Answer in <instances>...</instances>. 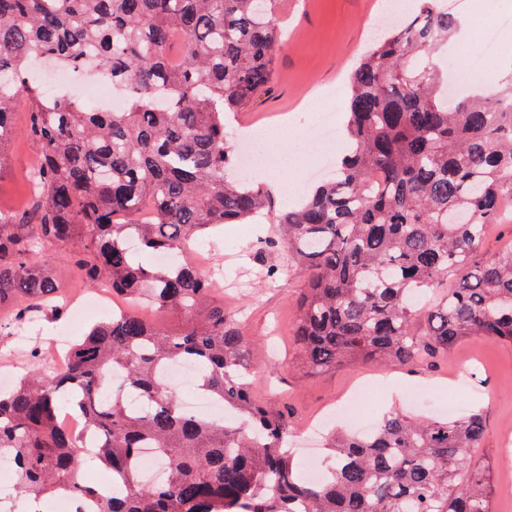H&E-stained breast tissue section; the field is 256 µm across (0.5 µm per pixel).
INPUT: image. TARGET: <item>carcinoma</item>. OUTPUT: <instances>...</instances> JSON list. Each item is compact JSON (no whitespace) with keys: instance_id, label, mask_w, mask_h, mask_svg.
<instances>
[{"instance_id":"cac0c4a2","label":"carcinoma","mask_w":512,"mask_h":512,"mask_svg":"<svg viewBox=\"0 0 512 512\" xmlns=\"http://www.w3.org/2000/svg\"><path fill=\"white\" fill-rule=\"evenodd\" d=\"M458 31L440 0H419L382 32L349 77L336 179L283 209L278 238L264 240L312 271L295 330L310 375L411 365L472 337L512 344V243L473 262L512 204V72L448 103L431 59ZM281 48L279 0H0V177L21 101L38 155L30 208L0 213V311L11 313L0 335L62 314L41 259L51 247L85 287L106 283L130 305L70 347L66 366L0 389V463L23 492L96 498L75 469L98 461L121 478L99 512H494L492 460L473 456L480 411H391L368 434L331 435L334 459L301 479L289 412L254 398L239 322L195 267L145 263L127 246L133 233L143 254L181 256L200 232L263 213L262 189L225 177L236 154L224 117L270 90ZM42 56L64 68L94 59L126 85L125 109L47 97L30 76ZM143 300L182 329L137 315ZM186 361L230 419L195 416L165 383L164 368ZM110 373L120 383L105 402ZM67 410L97 438L92 453L60 427ZM143 448L168 466L165 483L143 482Z\"/></svg>"}]
</instances>
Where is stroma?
<instances>
[{
	"instance_id": "35a3bbf8",
	"label": "stroma",
	"mask_w": 512,
	"mask_h": 512,
	"mask_svg": "<svg viewBox=\"0 0 512 512\" xmlns=\"http://www.w3.org/2000/svg\"><path fill=\"white\" fill-rule=\"evenodd\" d=\"M385 6V0H283V47L276 77L271 90L252 110L270 125L257 141L258 162H271L273 171L285 173L281 191L268 194L271 216L302 196L316 159L326 154L341 156L342 131H335L329 140L310 138L301 143L284 142L282 132L307 130L314 126L318 110L324 108L343 114L349 75L373 40ZM35 161L31 145L21 140L13 144L8 174L0 180V210L15 211L24 206L18 184ZM271 216L260 224L208 231L197 246L221 275L217 298L236 314L249 338L247 360L259 375L256 399L292 412L294 447L302 446L305 425L320 416L325 419V428L341 424L357 431L376 425L395 408L428 415V408L408 400V391L435 394L463 358L471 378L455 387L448 400L463 414L475 407L483 409L487 429L479 451L492 458L494 484L511 479L512 466L504 462L500 438L505 429L512 428V344L473 337L447 357L409 369L355 363L333 373L307 375L292 336L295 298L305 274L283 250L262 261L256 258L261 241L277 233ZM270 264L279 269L273 281L266 277ZM62 324L59 318L44 320L26 329L25 343L1 340L0 352L13 351V363L26 368L30 349L54 338Z\"/></svg>"
}]
</instances>
